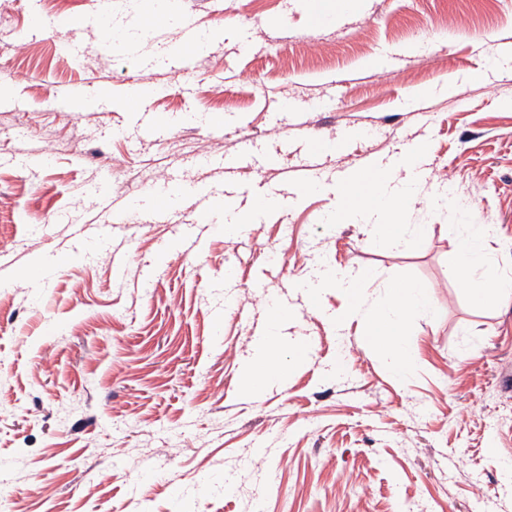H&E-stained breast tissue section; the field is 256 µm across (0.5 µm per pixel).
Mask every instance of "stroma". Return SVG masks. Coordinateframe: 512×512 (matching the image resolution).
I'll return each instance as SVG.
<instances>
[{"instance_id": "obj_1", "label": "stroma", "mask_w": 512, "mask_h": 512, "mask_svg": "<svg viewBox=\"0 0 512 512\" xmlns=\"http://www.w3.org/2000/svg\"><path fill=\"white\" fill-rule=\"evenodd\" d=\"M97 0H0V489L23 512H512V304L478 306L448 258L480 225L483 278L512 276V0H362L347 16L311 0H184V20L109 44ZM51 22L28 36L35 16ZM192 24L191 70L157 60ZM425 43L422 53L409 48ZM153 88L141 103L125 86ZM82 87L62 110L56 93ZM427 96H418V89ZM168 118L150 142L144 114ZM264 159L196 168L243 137ZM325 140L322 188L290 180ZM425 143L405 247L348 222L343 190L363 157L399 168ZM186 163L179 198L198 246L142 214L98 229L94 189L141 198ZM234 191L250 246L217 231L201 195ZM68 259L41 286L36 269ZM427 287L410 318L407 385L363 318L336 328L293 301L285 375L245 393L271 295L317 260Z\"/></svg>"}]
</instances>
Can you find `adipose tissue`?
<instances>
[{
	"mask_svg": "<svg viewBox=\"0 0 512 512\" xmlns=\"http://www.w3.org/2000/svg\"><path fill=\"white\" fill-rule=\"evenodd\" d=\"M415 184L416 179L410 173L400 179L383 170L366 174L354 189L346 215L355 223L373 227L388 245L402 247L409 235L406 209L416 199ZM487 260L482 241H464L450 255L448 274L453 278L465 277L474 281L475 286L471 291L474 302L481 303L490 298L504 303L512 301V278L481 279L480 271ZM364 280L363 273L355 269L336 273L318 265L307 274L301 295L309 300V308L314 311L318 308L313 301L314 296L320 295L326 285L336 286L348 300L346 310L336 316L337 323H344L362 313L367 314V334L378 346L384 364L399 382H407L413 367V356L412 343L403 331V319L412 312L432 311L430 297L419 284L398 281L393 284L387 303L368 312L364 309ZM280 318L279 307L270 305L266 312L269 336L262 352L244 368L245 390H255L257 385L284 375L280 359L282 344L278 333Z\"/></svg>",
	"mask_w": 512,
	"mask_h": 512,
	"instance_id": "adipose-tissue-1",
	"label": "adipose tissue"
}]
</instances>
